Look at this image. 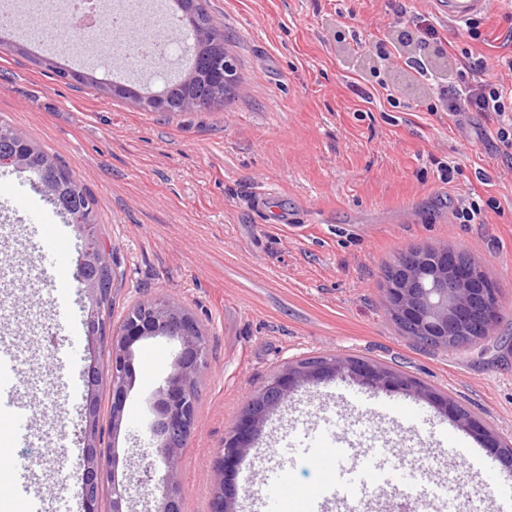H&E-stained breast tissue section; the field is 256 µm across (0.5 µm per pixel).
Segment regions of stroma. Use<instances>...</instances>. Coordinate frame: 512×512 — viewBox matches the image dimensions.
I'll use <instances>...</instances> for the list:
<instances>
[{"label": "stroma", "mask_w": 512, "mask_h": 512, "mask_svg": "<svg viewBox=\"0 0 512 512\" xmlns=\"http://www.w3.org/2000/svg\"><path fill=\"white\" fill-rule=\"evenodd\" d=\"M480 39L440 17L432 0H407L451 43L437 73L456 76L454 54L490 57L489 74L511 81L494 64L512 57L505 36L512 8L489 0ZM224 33L238 88L224 107L174 116L146 112L69 84L34 64L38 50L14 31L0 34V119L58 156L96 199L101 240L113 256L112 323L128 309L160 296L183 306L207 337L208 366L194 426L174 464L155 453L150 427L155 393L172 371L179 345L162 337L134 347V375L120 431H113L107 391L99 393L102 445L116 452L118 475L139 480L131 512L158 493L169 468L181 478L184 512H211L217 486L235 494L237 512H254L264 493L268 449L281 438H352L365 448H408L416 463L436 460L439 431L460 430L428 401L387 391L398 409L421 412L417 428L368 407L342 406L344 381L326 379L298 389L266 417L240 464L217 471L225 436L269 378L313 357L348 356L385 364L416 378L468 410L484 428L512 441V169L491 149L494 124L478 114L453 117L431 109L427 84L394 51L408 24L388 0H206ZM386 39L391 56L376 55ZM395 87L394 101L375 92ZM370 91L363 99L362 91ZM455 173H448V166ZM495 197L484 224H458L460 194ZM270 202L257 208L256 194ZM51 203L32 173L0 167V263L15 271L0 287V337L19 344L22 382L43 390L29 397L41 441L9 448L42 476L49 502L77 494L82 448L61 432L80 422L83 397L71 385L80 371L60 366L69 349L86 352L89 303L73 275L81 243L66 236V254L43 267L47 241L28 237L30 206ZM288 210L293 227L277 221ZM448 247L491 271L501 288L498 326L462 350L427 349L402 335L382 287L384 268L402 252ZM66 293L68 308L53 298ZM279 447V446H278ZM282 449V448H281ZM288 475L283 512H305L320 479L318 465L282 449ZM512 472L488 460L474 472L463 448L454 451L449 484L460 492H495Z\"/></svg>", "instance_id": "1"}]
</instances>
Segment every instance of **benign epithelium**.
<instances>
[{"label": "benign epithelium", "instance_id": "benign-epithelium-1", "mask_svg": "<svg viewBox=\"0 0 512 512\" xmlns=\"http://www.w3.org/2000/svg\"><path fill=\"white\" fill-rule=\"evenodd\" d=\"M215 61V75L224 82V90H235L238 81L234 61L222 51L215 56ZM106 93L121 94L154 112L167 109L163 91L137 95L124 85L112 84ZM85 228L84 224L74 225L78 237L83 239L75 279L91 305L86 320L91 356L82 372L87 394L84 426L80 432L83 444L79 477L81 502L83 512H100L101 497L106 492L110 512H124V505L136 486L131 476L118 479L116 455L111 449L102 447L97 392L102 387L108 388L112 431H118L132 381L133 345L153 337L178 343L180 350L172 372L159 388L155 401L156 452L171 462L194 424L198 403L194 383L207 362V346L194 317L171 301L154 302L127 316L122 327H110L102 312L110 304L112 294L110 289L103 287L100 272L112 267L111 258L96 245L86 242ZM386 292L391 317L409 326L413 339L432 348L455 347L459 337L468 334L476 322L489 334L497 326L499 288L496 280L483 267L462 260L458 252L446 247L418 248L397 261ZM324 378L350 379L367 387L405 391L424 398L450 415L459 427L476 434L505 468L512 469V448L504 445L493 432L475 426L471 418L458 412L452 400L437 396L426 386L383 364L345 356L321 358L309 364L297 363L274 373L272 380L263 386L258 397L244 411L232 434L224 439L219 468H224L226 462H237L247 453L253 435L261 430L271 409L288 399L297 388ZM153 512H183L177 470H169L160 496L155 498ZM211 512H235L233 497L225 493L222 486L213 499Z\"/></svg>", "mask_w": 512, "mask_h": 512}]
</instances>
